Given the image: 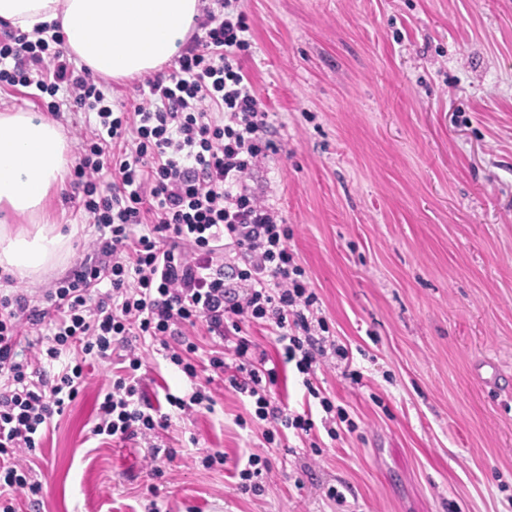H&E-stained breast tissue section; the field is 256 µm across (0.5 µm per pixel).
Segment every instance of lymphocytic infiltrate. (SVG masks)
<instances>
[{
  "label": "lymphocytic infiltrate",
  "mask_w": 512,
  "mask_h": 512,
  "mask_svg": "<svg viewBox=\"0 0 512 512\" xmlns=\"http://www.w3.org/2000/svg\"><path fill=\"white\" fill-rule=\"evenodd\" d=\"M198 28L168 72L144 78L130 112L114 111L103 81L75 64L60 34L0 30L1 88L29 89L55 120L66 108L95 116L77 147L72 185L98 232L94 259L58 282L48 307L22 295L0 297V512H16L18 496L41 493L18 457L78 396L84 357L124 351L123 373L100 403L92 435L125 442L165 428L166 419L139 392L137 344L146 339L196 382L188 397L167 395L171 407L210 408L213 398L197 381L198 364L207 363L250 399L271 444L285 431L309 435L315 423L273 396L277 369L241 334L244 324L265 325L282 345L284 363L295 365L308 395L318 399L328 435L348 420L325 397L315 371L321 359L345 360L349 351L327 338L318 296L288 247L287 224L248 185L254 167L277 147L242 67L252 44L241 0H209ZM107 167L115 174L108 185ZM226 240L241 254L240 265L229 269L217 257ZM199 325L221 342L235 336V367L223 351L200 349L191 335ZM43 328L48 346L34 357L23 354V331ZM75 345L80 356L47 378L42 363Z\"/></svg>",
  "instance_id": "f902f5d3"
}]
</instances>
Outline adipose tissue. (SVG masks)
<instances>
[{
	"label": "adipose tissue",
	"instance_id": "1",
	"mask_svg": "<svg viewBox=\"0 0 512 512\" xmlns=\"http://www.w3.org/2000/svg\"><path fill=\"white\" fill-rule=\"evenodd\" d=\"M201 0H0V22L25 32L58 25L78 65L115 79L159 69L183 45ZM72 162L59 124L0 112V271L32 278L70 237L40 214Z\"/></svg>",
	"mask_w": 512,
	"mask_h": 512
}]
</instances>
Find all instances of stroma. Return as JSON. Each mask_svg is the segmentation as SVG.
Instances as JSON below:
<instances>
[{
  "instance_id": "35a3bbf8",
  "label": "stroma",
  "mask_w": 512,
  "mask_h": 512,
  "mask_svg": "<svg viewBox=\"0 0 512 512\" xmlns=\"http://www.w3.org/2000/svg\"><path fill=\"white\" fill-rule=\"evenodd\" d=\"M243 9V70L281 146L249 185L288 224L319 314L363 374L317 373L351 422L269 445L218 378L213 410L115 442L90 430L121 358H90L28 457L43 490L18 512H512V0ZM44 218L72 231L69 251L38 279H0V294L43 300L87 258L97 232L71 194L51 191ZM141 352L148 400L188 391L155 346ZM217 450L225 464L204 468ZM256 452L272 466L260 496L238 488Z\"/></svg>"
}]
</instances>
